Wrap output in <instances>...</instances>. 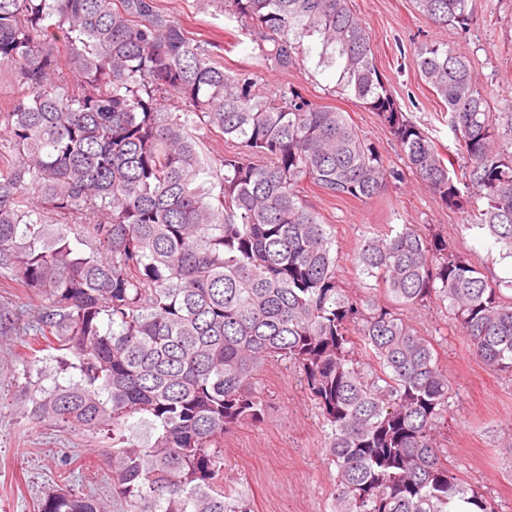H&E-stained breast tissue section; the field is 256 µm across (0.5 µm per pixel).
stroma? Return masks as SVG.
<instances>
[{
  "label": "stroma",
  "mask_w": 512,
  "mask_h": 512,
  "mask_svg": "<svg viewBox=\"0 0 512 512\" xmlns=\"http://www.w3.org/2000/svg\"><path fill=\"white\" fill-rule=\"evenodd\" d=\"M159 3L184 28L222 45L220 61L226 70L254 72L260 92L291 86L314 103L345 112L358 131L378 146L386 164L402 167L400 149L385 126L338 88L335 70L317 67L312 57L285 69L266 66L257 42L237 22L203 7L201 0ZM478 3V20L465 32L434 25L418 12L414 0H350L352 11L372 37L376 64L401 111L443 152L454 139L443 103L412 62L415 44L440 42L465 57L476 80L490 91L493 111L512 102V0ZM302 197L329 224L337 279L353 298L387 302L383 288L356 267L353 255L364 238L404 224L440 233L454 251L499 284L504 298L512 297V258L503 257L486 230L442 205L415 176L368 202L331 198L308 183ZM406 316L433 343L452 387L439 433L449 469L494 499L499 512H512V375L490 371L476 361L447 310L430 305L408 310ZM255 382L266 409L261 423H245L225 434L221 451L225 489L247 498L252 512H334L336 468L325 453L329 428L320 409L286 362L262 365ZM24 383L20 372L0 380V512H37L45 493L59 482L66 462L88 455L82 433L20 417L15 398ZM72 483L107 502L111 512H126L124 502L112 495L105 465L75 469Z\"/></svg>",
  "instance_id": "1"
}]
</instances>
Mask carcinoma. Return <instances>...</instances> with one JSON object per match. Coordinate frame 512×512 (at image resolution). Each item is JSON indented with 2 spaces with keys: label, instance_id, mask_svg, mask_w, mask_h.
Listing matches in <instances>:
<instances>
[{
  "label": "carcinoma",
  "instance_id": "cac0c4a2",
  "mask_svg": "<svg viewBox=\"0 0 512 512\" xmlns=\"http://www.w3.org/2000/svg\"><path fill=\"white\" fill-rule=\"evenodd\" d=\"M204 2L272 67L317 51L389 129L405 169L387 166L344 113L224 71L217 46L157 0H0V66L19 89L0 106V278L41 298L33 337L0 361L1 374L22 366L20 413L112 436L102 457L129 512H251L219 484V445L261 419L254 373L284 360L330 428L336 512H456L457 501L498 512L437 444L450 385L431 341L394 308L365 310L344 293L332 236L301 185L367 201L409 171L512 254V111L491 110L450 47H414L447 110L455 170L401 112L349 0ZM415 4L437 26L477 20L476 0ZM166 94L182 108L164 110ZM192 127L238 148L220 160L213 201L196 184L203 136ZM46 212L74 218L76 232ZM354 263L397 305L448 309L474 358L512 373V301L445 238L404 224L365 238ZM352 331L370 362L353 360ZM50 362L77 376L43 385ZM38 512L108 510L67 486Z\"/></svg>",
  "mask_w": 512,
  "mask_h": 512
}]
</instances>
